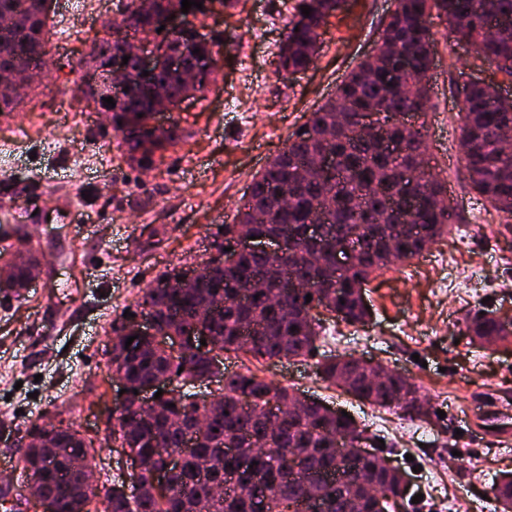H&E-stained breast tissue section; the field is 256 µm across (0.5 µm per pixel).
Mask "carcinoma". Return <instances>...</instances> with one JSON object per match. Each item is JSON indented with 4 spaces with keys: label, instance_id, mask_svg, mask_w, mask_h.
I'll return each instance as SVG.
<instances>
[{
    "label": "carcinoma",
    "instance_id": "carcinoma-1",
    "mask_svg": "<svg viewBox=\"0 0 512 512\" xmlns=\"http://www.w3.org/2000/svg\"><path fill=\"white\" fill-rule=\"evenodd\" d=\"M176 1L182 2L150 0L146 8L145 0H124L121 22L105 24L104 37L85 64L103 66L122 53L116 30L166 36L157 29ZM200 2L202 8L193 6L183 14L185 28L171 41L172 50L189 68L202 57L216 63L220 55L216 43L200 39L194 19L211 13L216 2L225 8L233 5V0ZM343 4L344 0H296L286 38L276 53L277 72L306 70L314 63L322 29ZM51 5L52 0H0V17L15 19L11 31L0 33V69L28 60L47 65ZM302 5L311 8L309 16L302 14ZM433 16L445 22L447 39L469 41L483 64L512 77V0H392L378 52L349 71L336 84L334 96L311 112L302 130L295 131L253 177L237 223L224 225V241L217 244L222 252L236 247L242 232L286 233L292 241L282 259L286 275L296 274L306 282L327 277L338 242L353 243L355 262L328 288L289 289L287 280L267 277L271 260L256 253L241 254L232 265L206 261L183 288H164L160 279L145 288L138 307L153 319L158 333L168 337L169 345L180 344L181 352L172 355L152 336H140L127 347L128 321L115 319L112 374L120 376L130 391L161 389L168 383L185 388L179 396L161 395L146 416L131 399L115 403L112 436L142 457L145 467L120 482L110 481L101 495L95 476L100 449L73 425L44 432L35 426L33 431L56 453L46 456L34 443L19 448L29 497L53 501L57 512H200L201 503L208 505L207 512H386V504L367 494L364 481L396 496L399 474L358 455L353 442L346 440L357 432L355 420L327 412L314 399L279 422L273 407L295 405L300 394L250 372L224 371V355L244 354L256 360L307 357L321 330L313 310L322 309L348 324L365 323L370 312L364 286L370 277L419 257L448 233L454 206L449 201L438 208L430 202L432 197L448 196V185L426 159L422 129L391 123L394 114L424 116L430 109L426 72L434 59L435 38L429 25ZM196 48L200 53H193ZM126 68L137 77L131 92L116 100L115 107L91 90L80 94L73 89V100L80 101L84 94L86 103L111 113L117 148L129 161L150 169L156 153L180 141L183 130L176 123L161 131L152 127L148 92L159 86L174 97L190 91L192 97L202 98L207 84L201 81L189 88L166 67L144 77L133 59ZM365 112L376 114L386 137L402 148L389 152L380 139L359 132L358 120ZM458 118L468 186L508 223L512 151H505L502 138L512 131V99L496 94L491 84L473 85ZM323 154L331 156V169L307 176L305 161ZM314 223L320 227L321 246L305 238L306 225ZM36 262L29 251L17 253L13 274L0 287L13 292L27 287ZM207 308L212 316L204 349L188 326L194 313ZM465 327L482 344L509 339L494 311L474 315ZM380 372V366L355 358L330 357L316 366L328 385L375 407L395 409L412 421H425L428 410L415 406L416 386L398 372L379 380ZM216 374L223 376L219 405L191 399L188 389ZM200 413L210 414V422L206 432L198 434L195 417ZM194 434L196 447L182 452L178 469H166L156 448L179 450ZM291 448L305 449L303 457L290 459ZM156 472L164 473L167 483L160 500L149 490ZM493 493L502 512H512V476L499 480ZM97 498L102 508L93 511L89 506Z\"/></svg>",
    "mask_w": 512,
    "mask_h": 512
}]
</instances>
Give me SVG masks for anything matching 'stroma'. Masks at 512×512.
Wrapping results in <instances>:
<instances>
[{
    "instance_id": "stroma-1",
    "label": "stroma",
    "mask_w": 512,
    "mask_h": 512,
    "mask_svg": "<svg viewBox=\"0 0 512 512\" xmlns=\"http://www.w3.org/2000/svg\"><path fill=\"white\" fill-rule=\"evenodd\" d=\"M392 0H345L331 18L314 64L296 76L275 71L277 46L295 0H237L234 9L197 17V25L229 49L205 97L160 115L178 123L185 142L161 164L126 163L104 113L72 98L79 64L116 6L113 0H53L48 70L15 111L0 114V225L22 236L42 266L20 296L0 295V491L26 495L15 442L35 425L74 424L106 460L118 385L112 379L111 323L137 312L144 288L165 271L206 261L253 176L282 150L289 135L333 94L337 82L371 54ZM436 35L424 127L430 164L458 207L459 220L431 252L374 273L365 288L371 318L349 325L321 314L324 331L311 357L258 362L229 357L230 372L260 377L346 411L385 450L421 501L407 512H498L491 489L512 471V445H475L473 406L490 412L512 403V341L490 350L471 342L464 320L482 306L512 318V231L461 183L455 89L470 75L497 78L504 96L512 79L482 66L474 51ZM82 258L71 254L73 241ZM481 266L468 291L449 288L454 275ZM378 361L405 375L431 407L429 423L357 401L327 386L316 365L328 355ZM442 457L444 472L430 462Z\"/></svg>"
}]
</instances>
